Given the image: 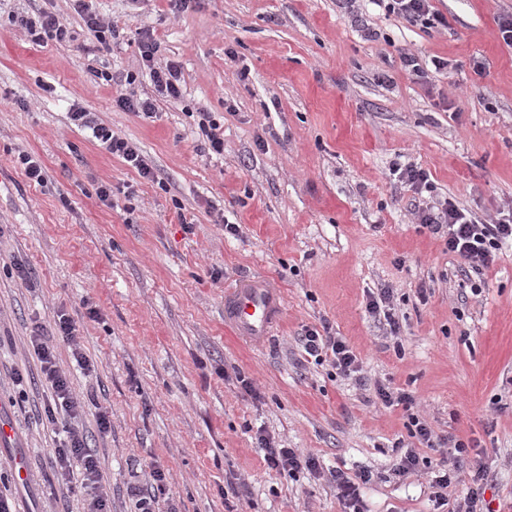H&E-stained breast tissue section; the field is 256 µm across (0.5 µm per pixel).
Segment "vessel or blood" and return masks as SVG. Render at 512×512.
Returning a JSON list of instances; mask_svg holds the SVG:
<instances>
[{
	"label": "vessel or blood",
	"mask_w": 512,
	"mask_h": 512,
	"mask_svg": "<svg viewBox=\"0 0 512 512\" xmlns=\"http://www.w3.org/2000/svg\"><path fill=\"white\" fill-rule=\"evenodd\" d=\"M283 315L284 297L266 278H254L224 294V324L248 343H265Z\"/></svg>",
	"instance_id": "vessel-or-blood-1"
}]
</instances>
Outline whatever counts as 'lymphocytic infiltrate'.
I'll return each mask as SVG.
<instances>
[{
  "label": "lymphocytic infiltrate",
  "mask_w": 512,
  "mask_h": 512,
  "mask_svg": "<svg viewBox=\"0 0 512 512\" xmlns=\"http://www.w3.org/2000/svg\"><path fill=\"white\" fill-rule=\"evenodd\" d=\"M373 2L386 14L428 30L448 25L447 17L434 9L432 0ZM16 23L36 44L48 41L66 43L72 39L70 30L50 12L43 11L34 17L23 15L17 17ZM159 48L153 34L144 33L139 43L142 67L158 94L170 99L181 98L180 66L175 61L158 66L156 56ZM69 118L77 127L90 131L92 138L108 153L137 170L141 178L156 181L154 169L139 146L99 123L95 113L75 105ZM414 216L423 228L443 239L448 252L460 258L465 269L477 273L489 267L505 242L512 241V213L484 222L447 199L432 204L419 203L414 208ZM78 336L74 319L62 313L55 322L53 336L47 337L38 332L30 338L33 351L41 362L42 373L52 389V399L45 405L44 415L49 423L59 422L63 425L64 437L53 454L58 485L52 496L59 502L80 494L84 497V512H111L109 500L101 490L100 460L91 448L89 436L83 427L86 403L73 392L68 376L56 362V346L61 343L70 349L73 360L81 369L90 370L91 365L81 349ZM298 341L315 364L328 365L347 378L361 371L356 354L343 337L332 332L330 326H323L319 330L305 329ZM375 397L385 406H400L408 412L406 427L410 440L393 445L399 456L395 474L403 476L422 466L435 469L438 473L435 480L437 487L444 489L454 483L464 485L466 493L458 512H485L483 487L486 473L481 457L470 456L469 443L452 435L448 438V453L435 460L420 455L418 445H431L433 432L425 420L414 414L415 396L399 388L380 386L375 390ZM257 444L268 469L286 478L293 480L302 471L315 472L320 467L319 461L312 455L295 448L278 447L269 436L258 435Z\"/></svg>",
  "instance_id": "lymphocytic-infiltrate-1"
}]
</instances>
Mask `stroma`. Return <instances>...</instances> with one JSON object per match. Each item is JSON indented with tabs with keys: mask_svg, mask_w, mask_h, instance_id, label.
I'll return each mask as SVG.
<instances>
[{
	"mask_svg": "<svg viewBox=\"0 0 512 512\" xmlns=\"http://www.w3.org/2000/svg\"><path fill=\"white\" fill-rule=\"evenodd\" d=\"M433 4L446 29L369 0H201L185 13L168 0H95L120 30L104 52L69 0H0V424L12 431L0 496L13 512H84L81 497L48 498L62 427L42 411L49 384L29 343L62 312L95 372L62 344L57 361L112 420L102 436L94 414L84 419L112 512H138L130 489L156 467L167 478L160 512H344L328 476L268 469L260 432L322 466L371 472L366 512H456L460 487L440 507L427 470L395 475L407 416L376 400L379 384L413 393L439 437L474 440L486 499L512 512V245L482 274L463 272L390 173L425 169L435 197L485 221L512 209V48L496 26L512 0ZM40 11L58 15L72 41L33 43L12 19ZM146 29L158 65L180 63L181 99L158 96L146 76L126 85ZM406 53L450 67L423 79L405 69ZM102 67L111 84L97 83ZM131 90L154 98L155 116L116 108ZM77 103L136 142L158 182L73 125ZM200 110L223 126L221 158L204 149ZM22 150L40 158L44 184L16 165ZM104 183L135 186L133 213L99 202ZM220 212L237 235L222 231ZM16 261L29 278L11 274ZM258 275L282 292L285 317L252 347L224 325V288ZM383 287L395 338L366 310ZM325 322L361 359L362 380L306 359L299 336ZM240 374L258 398L243 396ZM18 456L23 485L11 476ZM238 478L243 493L226 495Z\"/></svg>",
	"mask_w": 512,
	"mask_h": 512,
	"instance_id": "35a3bbf8",
	"label": "stroma"
}]
</instances>
